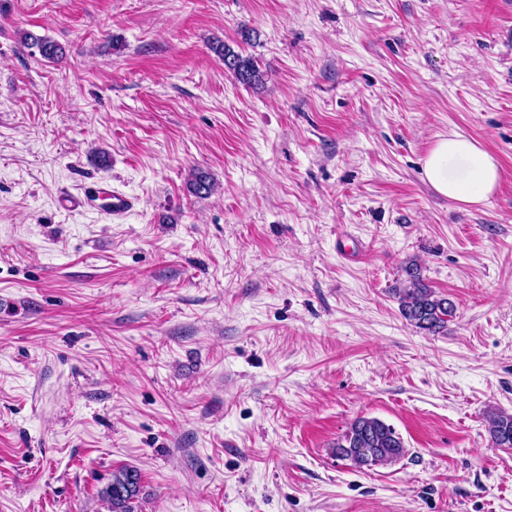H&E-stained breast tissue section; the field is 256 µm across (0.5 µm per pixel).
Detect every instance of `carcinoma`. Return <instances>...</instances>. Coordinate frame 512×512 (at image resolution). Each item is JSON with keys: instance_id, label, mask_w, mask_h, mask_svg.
<instances>
[{"instance_id": "obj_1", "label": "carcinoma", "mask_w": 512, "mask_h": 512, "mask_svg": "<svg viewBox=\"0 0 512 512\" xmlns=\"http://www.w3.org/2000/svg\"><path fill=\"white\" fill-rule=\"evenodd\" d=\"M24 42L36 47L40 55L48 60H59L65 55V48L48 37L27 32ZM210 49L222 58L225 70L238 81L251 86L263 84L264 73L253 59L242 56L219 40L212 42ZM189 187L196 195L207 196L213 190V184L202 172L193 174ZM405 273V280L393 289L401 315L415 327L434 335L447 331L448 321L455 315L453 302L422 279L416 264L406 266ZM486 422L492 443L498 448H512V414L492 412ZM332 454L351 461L358 468H368L401 459L406 455V447L392 426L378 418L359 417L336 439ZM139 494L138 471L125 467L112 473V482L105 489L104 498L109 512H136L134 503Z\"/></svg>"}]
</instances>
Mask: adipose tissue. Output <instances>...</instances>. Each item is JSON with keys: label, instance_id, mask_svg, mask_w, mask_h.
<instances>
[{"label": "adipose tissue", "instance_id": "adipose-tissue-1", "mask_svg": "<svg viewBox=\"0 0 512 512\" xmlns=\"http://www.w3.org/2000/svg\"><path fill=\"white\" fill-rule=\"evenodd\" d=\"M423 173L439 195L468 207L484 204L500 180L496 159L460 133L435 142L423 161Z\"/></svg>", "mask_w": 512, "mask_h": 512}]
</instances>
